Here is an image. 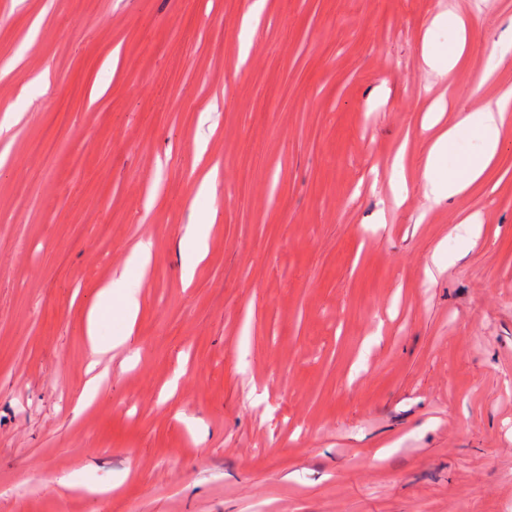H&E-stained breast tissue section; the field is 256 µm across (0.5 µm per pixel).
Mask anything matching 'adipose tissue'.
<instances>
[{"mask_svg": "<svg viewBox=\"0 0 512 512\" xmlns=\"http://www.w3.org/2000/svg\"><path fill=\"white\" fill-rule=\"evenodd\" d=\"M433 27L448 28L454 31L456 43L448 49L439 48L431 39L422 42L421 62L425 72L436 82L446 81L459 65L468 39L467 19L453 11H443L435 15ZM445 108L441 102H434L428 111L423 127L432 133L429 148L424 156L418 182L424 196L438 203L460 196L480 181L485 172L496 161L501 150V131L512 119V90L464 115L459 123L450 126L444 123ZM476 134L481 140L478 153L470 155L458 165H450L449 157L462 132ZM211 226L207 220L187 225L183 242L182 278L191 282L197 266L208 252ZM152 251L150 238L141 239L126 260V272L130 269H145ZM112 278L101 288L86 318L87 346L92 363H99L103 356L126 348L134 343L135 325L139 313V300L127 275ZM119 309L125 330L116 336L104 337L100 334L103 319L112 309Z\"/></svg>", "mask_w": 512, "mask_h": 512, "instance_id": "adipose-tissue-1", "label": "adipose tissue"}]
</instances>
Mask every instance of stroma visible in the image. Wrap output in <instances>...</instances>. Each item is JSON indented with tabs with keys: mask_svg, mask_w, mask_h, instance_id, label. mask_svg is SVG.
<instances>
[{
	"mask_svg": "<svg viewBox=\"0 0 512 512\" xmlns=\"http://www.w3.org/2000/svg\"><path fill=\"white\" fill-rule=\"evenodd\" d=\"M254 2L0 0V512H512V125L466 194L416 185L432 101L452 124L512 88L511 58L468 93L512 0H264L243 60ZM446 9L469 42L434 87ZM147 224L137 340L79 408L86 313ZM432 26L449 28L456 35L455 45L447 50L439 48L428 35L423 38L421 62L435 84L445 82L459 65L468 39V21L458 13L446 10L435 15ZM72 139L69 130H60L53 137L41 142L34 151L35 165L32 167H22L25 170L23 177L16 181L17 194L20 197L28 196L33 188L35 181L30 177L29 171L35 168L38 175L47 174L52 171L56 165L58 154L63 146ZM212 224L207 219L188 224L183 236L185 252L183 254L182 278L190 283L197 266L205 259L208 252V240Z\"/></svg>",
	"mask_w": 512,
	"mask_h": 512,
	"instance_id": "stroma-1",
	"label": "stroma"
}]
</instances>
